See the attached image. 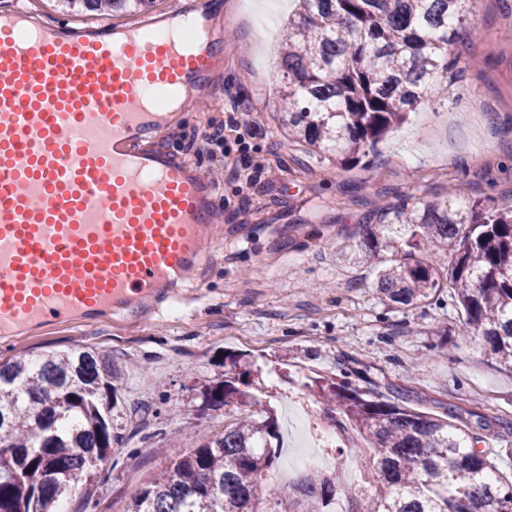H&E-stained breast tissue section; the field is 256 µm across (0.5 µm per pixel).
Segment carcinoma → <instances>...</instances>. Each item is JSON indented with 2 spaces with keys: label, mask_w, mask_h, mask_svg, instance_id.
<instances>
[{
  "label": "carcinoma",
  "mask_w": 512,
  "mask_h": 512,
  "mask_svg": "<svg viewBox=\"0 0 512 512\" xmlns=\"http://www.w3.org/2000/svg\"><path fill=\"white\" fill-rule=\"evenodd\" d=\"M125 16L155 0H82ZM279 46L278 120L309 154L344 166L373 151L407 113L448 93L449 47L476 15L473 0H297ZM409 238L364 237L343 260L376 269L383 301L420 305L443 290L462 313L458 335L512 371V205H465L453 195L401 210ZM224 380L201 390L205 409L245 411L155 476L128 512H504L512 482L496 476L476 438L440 418L362 390L344 378L300 382L318 417L337 431L336 455L360 481L310 468L284 486L272 473L282 448L275 411L252 392L254 362L224 358ZM112 357L93 347L0 361V512H57L72 487L97 483L112 454L117 393Z\"/></svg>",
  "instance_id": "cac0c4a2"
}]
</instances>
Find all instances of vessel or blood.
Listing matches in <instances>:
<instances>
[{
  "label": "vessel or blood",
  "instance_id": "vessel-or-blood-1",
  "mask_svg": "<svg viewBox=\"0 0 512 512\" xmlns=\"http://www.w3.org/2000/svg\"><path fill=\"white\" fill-rule=\"evenodd\" d=\"M0 12V344L132 315L204 266L215 187L162 146L223 66L222 10L41 24Z\"/></svg>",
  "mask_w": 512,
  "mask_h": 512
}]
</instances>
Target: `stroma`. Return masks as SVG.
Instances as JSON below:
<instances>
[{"label": "stroma", "instance_id": "stroma-1", "mask_svg": "<svg viewBox=\"0 0 512 512\" xmlns=\"http://www.w3.org/2000/svg\"><path fill=\"white\" fill-rule=\"evenodd\" d=\"M279 3L259 24L230 20L226 36L238 47L163 141L183 153L210 121L224 120L226 101L237 97L260 129L251 147L274 161L263 195L248 197L223 181L224 157L195 158L224 209L201 277L136 318L108 314L27 331L9 351L32 358L90 346L124 370L119 442L94 489H74L64 512H126L161 470L222 433L239 412L202 409L201 389L223 378L228 352L261 366L274 410L291 393L277 367L296 377L335 375L469 429L499 472L512 475V372L485 355L480 337L452 335L443 343L434 336L436 326L458 324L455 300L443 292L419 307L386 304L371 268L336 257L338 247L370 230L406 237L405 225L370 223L379 200L394 211L420 209L450 192L464 201L512 200V0H482L452 45L458 74L450 94L435 95L344 167L304 152L276 125L280 71L272 52L292 0ZM475 93L486 107L478 126L467 110Z\"/></svg>", "mask_w": 512, "mask_h": 512}]
</instances>
